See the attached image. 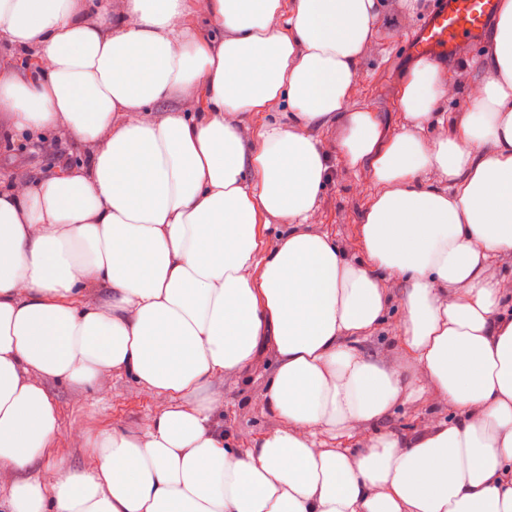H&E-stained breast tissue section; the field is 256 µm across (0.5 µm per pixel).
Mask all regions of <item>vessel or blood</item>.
<instances>
[{"label":"vessel or blood","mask_w":512,"mask_h":512,"mask_svg":"<svg viewBox=\"0 0 512 512\" xmlns=\"http://www.w3.org/2000/svg\"><path fill=\"white\" fill-rule=\"evenodd\" d=\"M497 7L498 0H448L414 37L412 52H444L457 47L462 38L482 34Z\"/></svg>","instance_id":"vessel-or-blood-1"}]
</instances>
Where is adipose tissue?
Instances as JSON below:
<instances>
[{"instance_id":"obj_1","label":"adipose tissue","mask_w":512,"mask_h":512,"mask_svg":"<svg viewBox=\"0 0 512 512\" xmlns=\"http://www.w3.org/2000/svg\"><path fill=\"white\" fill-rule=\"evenodd\" d=\"M223 31L191 32L183 0H0V60L16 129L89 147L29 188H0V479L9 512H512V0H501L476 109L423 131L456 85L420 60L401 86L410 127L349 109L382 0H204ZM168 101L165 112L152 108ZM286 102L246 134L232 112ZM336 124L376 192L364 259L309 230L329 175L310 129ZM445 185L419 181L421 172ZM284 224L273 244L262 231ZM407 281L409 362L361 346ZM102 295L84 306V291ZM276 358L263 403L278 427L226 443L214 385ZM121 370L167 398L137 431L98 433L93 466L29 475L61 424L47 381L94 387ZM433 390L457 419L409 438L324 448Z\"/></svg>"}]
</instances>
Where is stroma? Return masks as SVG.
Instances as JSON below:
<instances>
[{
	"label": "stroma",
	"instance_id": "1",
	"mask_svg": "<svg viewBox=\"0 0 512 512\" xmlns=\"http://www.w3.org/2000/svg\"><path fill=\"white\" fill-rule=\"evenodd\" d=\"M438 5L439 0H403L397 8L384 5L373 31L371 47L361 58L358 87L350 106L375 112L390 133L401 132L407 124L398 104V90L405 74L418 59L417 54L406 47L404 39L416 34ZM465 45L467 55L440 54L433 58L435 65L459 81L456 95L440 106L441 111L452 118L474 111L475 101L469 89L485 76L484 60L491 51L492 39L488 36L469 39ZM312 133L330 152L333 172L318 199L311 228L332 235L348 258H361L360 222L375 188L367 176L357 174L345 163L339 128L316 127ZM87 156V149L69 138L63 139L51 151L34 149L28 142L14 148L0 144V181L9 182L13 173L18 171L27 172L35 179L54 174L85 161ZM400 316L398 306H391L386 322L365 343V350L406 361L408 354L396 330ZM273 363L272 352L262 351L254 368L225 380L220 388L224 403L217 410L216 419L223 427L225 437L238 441L241 447H251L254 440L278 426L277 420L264 408L261 397V374ZM48 387L57 401L61 430L49 443L45 457L32 469L33 474L46 481L56 475V465L60 462L73 471L92 466L94 459L87 446L89 436L109 429H139L164 405L162 397L119 370L105 374L93 389L54 380L49 381ZM452 415L448 405L429 391L399 405L364 432L351 438H337L336 443L354 448L376 434L408 435L421 429L425 421L446 420Z\"/></svg>",
	"mask_w": 512,
	"mask_h": 512
}]
</instances>
